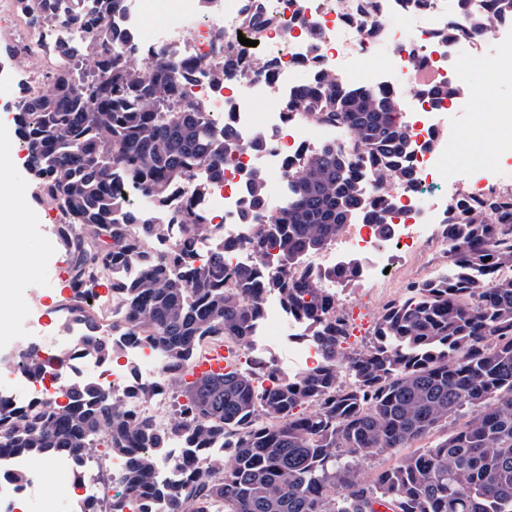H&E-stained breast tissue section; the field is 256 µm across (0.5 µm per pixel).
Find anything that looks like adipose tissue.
<instances>
[{
  "label": "adipose tissue",
  "instance_id": "1",
  "mask_svg": "<svg viewBox=\"0 0 512 512\" xmlns=\"http://www.w3.org/2000/svg\"><path fill=\"white\" fill-rule=\"evenodd\" d=\"M18 205V188L11 187L0 193V239L9 243L7 249L0 251V272L7 275L11 285L10 291L0 294V314L5 316L19 306L14 284L35 271V263L26 252L25 239L16 222Z\"/></svg>",
  "mask_w": 512,
  "mask_h": 512
}]
</instances>
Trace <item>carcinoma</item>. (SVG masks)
I'll list each match as a JSON object with an SVG mask.
<instances>
[{
    "mask_svg": "<svg viewBox=\"0 0 512 512\" xmlns=\"http://www.w3.org/2000/svg\"><path fill=\"white\" fill-rule=\"evenodd\" d=\"M18 2L31 28L53 18L67 34L73 27L85 33L83 41L59 40L58 55L69 67L51 78L48 92L21 96L14 117L38 200L62 215L55 234L83 286L62 307L79 342L106 360L113 340L136 327L182 375L206 341L248 345L274 293L302 321L323 362L299 377L272 365L233 366L185 383L175 401L180 435L196 448L227 445L233 464L220 474L193 465L174 490L154 478L166 436L148 419L117 414L107 394L85 381L69 388L66 404L0 425V456L48 460L94 448L102 434L112 452L133 454L125 490L154 512H205L212 502L222 512H512V209L496 196L483 207L455 202L444 225L447 269L393 301L369 344L347 351L348 328L326 316L322 288L336 271L294 282L288 268L326 248L345 224H376L388 238L393 198L380 195L368 206L376 173L357 175L330 145L312 152L288 183L276 221L255 238L259 250H277L275 263L237 266L239 291L229 294L224 241L216 240L211 259L199 264L177 250L149 252L145 243L161 234V217L127 206L113 186L121 178L160 204L191 175V165L206 167L211 186L223 181L228 158L253 143L216 127L188 98L196 73L176 65L174 51L157 52L150 74L139 71L124 50L125 33L113 24L124 0ZM496 2L494 13L450 27L448 40L463 43L500 21L512 23V0ZM242 11L251 28L267 23L256 0H243ZM209 39L222 55L210 78L248 69L224 30L210 29ZM285 107L344 123L380 162L378 171L388 165L406 186L417 182L410 162L416 143L396 101L373 90L346 92L325 74ZM245 188L243 221L256 224L267 209L263 175L251 172ZM491 210L499 213L496 224L486 217ZM182 223L189 232L207 231V220L191 211ZM118 260L143 272L112 281L126 311L101 340V317L87 299L101 267ZM343 369L353 379L345 389ZM441 427L448 433L424 442ZM384 454L399 460L368 484L354 480L356 466Z\"/></svg>",
    "mask_w": 512,
    "mask_h": 512,
    "instance_id": "cac0c4a2",
    "label": "carcinoma"
}]
</instances>
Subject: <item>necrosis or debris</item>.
<instances>
[{"label":"necrosis or debris","instance_id":"necrosis-or-debris-1","mask_svg":"<svg viewBox=\"0 0 512 512\" xmlns=\"http://www.w3.org/2000/svg\"><path fill=\"white\" fill-rule=\"evenodd\" d=\"M138 0H126L119 19L128 34L129 46L138 63L153 59L157 49L173 46L179 51L180 65L205 71L219 68V54L201 49L196 40L197 21L202 13L213 14V26L230 35L246 31L240 0H156L159 23L144 27L135 23ZM273 21L260 31V44L274 48L273 73H266L264 56L252 54L247 75L217 82L199 78L193 87L196 101L209 112L216 124L227 123L244 139L255 142V149L234 156L224 165V180L208 189H200L196 177L175 186L160 212L168 224L153 246L165 254L174 247L187 245L191 259L200 261L212 253L213 238L195 234L182 238L172 221L178 213L190 209L209 216L221 227L226 246L224 268L232 270L245 260H256L251 241L259 225L245 224L241 212L245 206L243 184L250 171L263 176L288 180L300 171L307 156L324 143L355 160L357 166L373 168L374 162L359 153L353 137L340 125L325 123L310 116L287 111L285 103L294 91L313 86L322 74L336 77L346 90L370 88L395 98L401 117L414 135L418 148L411 161L420 175V185L409 188L388 177L385 188L396 198L391 240L409 261L392 265L372 224H348L326 249L309 255L288 271L290 279L300 281L316 269L340 265L347 257H361V278L371 283V306H379L394 293V287L406 277H419L418 260L424 251L445 255L447 245L443 224L451 204L448 196L424 200L423 187L445 183L455 186L459 171L472 175L465 197L481 203L503 184L505 177L495 173L484 177L482 166L467 161L464 168L448 167V151L459 135L490 137L496 152L512 153V100L498 102L493 109L477 113L465 130H457L454 118L478 99L481 89L469 86L441 106H432L429 92L447 85L455 72L450 64V44L445 38L452 10L450 0H261ZM0 15L13 16L12 25L0 28V39L14 49L13 60L24 65L40 56L38 69L28 71L26 91L42 92L50 82L58 63L52 55H39L58 37L54 21H47L39 34L32 36L19 16L17 0H0ZM358 16L375 23V31L359 35L353 25ZM417 30H410L411 22ZM392 52L384 67L374 62L379 45ZM298 322L291 319L278 297L265 299L261 326L248 346L254 358L274 352L276 366L288 375H303L321 365L319 350L300 334ZM44 361L39 373L21 371L23 356ZM85 377L99 384L122 404L125 417L149 418L167 439V450L159 458L156 478L178 486L184 474L187 450L174 433L170 406V385L176 375L167 369L160 353L150 344L135 340L115 347L111 363L92 357L78 343L76 334L59 325L51 336H14L0 340V408L29 411L48 408L64 400L67 383ZM129 460L116 454L100 463L88 456H64L38 460L14 456L9 468L0 471V512H28L32 504L50 503L57 492L80 512L84 503H93L97 512H107L112 492L123 483Z\"/></svg>","mask_w":512,"mask_h":512}]
</instances>
